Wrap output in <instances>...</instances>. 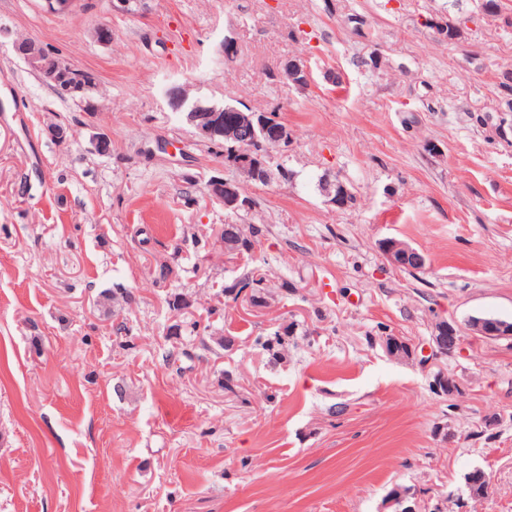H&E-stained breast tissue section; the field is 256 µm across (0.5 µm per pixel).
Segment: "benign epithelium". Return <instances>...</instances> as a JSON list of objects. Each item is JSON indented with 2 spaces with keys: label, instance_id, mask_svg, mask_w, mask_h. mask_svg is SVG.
Masks as SVG:
<instances>
[{
  "label": "benign epithelium",
  "instance_id": "7a95c632",
  "mask_svg": "<svg viewBox=\"0 0 512 512\" xmlns=\"http://www.w3.org/2000/svg\"><path fill=\"white\" fill-rule=\"evenodd\" d=\"M14 50L54 91L64 94L74 91V86L68 82L67 75L78 71V68L59 60L33 39L24 44L15 42ZM226 111L233 113L234 116L230 124L224 123ZM186 119L206 140L224 141L227 161L245 174L250 172L255 176L258 175L260 169L269 167L270 157L266 152L254 153L245 150L239 144L242 131H259L260 138L264 139L267 147L288 141V127L267 112L260 114L248 108L241 109L236 106L217 110L197 104L193 111L186 115ZM208 188L210 194L223 200L227 208H240L249 203L248 198L242 195V187L235 181L216 178L208 184ZM382 253L385 260L397 269L407 267L417 271L426 265L424 255L408 244L395 239L385 240ZM467 329L481 336L512 339V321L472 316L467 320ZM432 341L440 354L453 356L461 350L463 336L458 326L443 321L436 328ZM383 346L389 356L396 358L403 356L406 351H411L409 344L396 336L384 337Z\"/></svg>",
  "mask_w": 512,
  "mask_h": 512
}]
</instances>
